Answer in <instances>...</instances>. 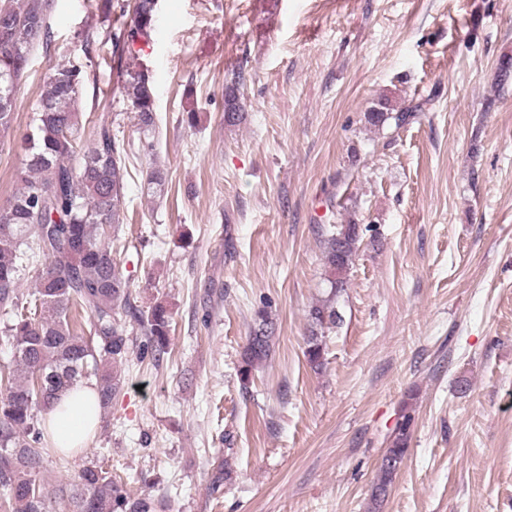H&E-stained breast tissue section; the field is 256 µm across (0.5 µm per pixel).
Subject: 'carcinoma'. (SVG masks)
<instances>
[{
  "mask_svg": "<svg viewBox=\"0 0 512 512\" xmlns=\"http://www.w3.org/2000/svg\"><path fill=\"white\" fill-rule=\"evenodd\" d=\"M52 0H22L0 18V139L13 131L16 93L27 56L49 40L47 13ZM116 4L117 17L127 13ZM112 8V9H114ZM131 23L109 31L117 57V91L134 112L139 151L155 150L158 128L152 80L135 52L151 35L154 0H134ZM112 9L104 11L110 18ZM86 72L70 62L52 64L43 79L37 111L23 137L25 163L18 172L20 188L0 205V339L13 350V362L0 366V509L4 512H50L48 492L39 478L50 456L69 452L50 441L46 420L58 393L79 383H92L102 410L121 389L117 365L126 359L128 338L121 324L130 316L145 341L143 351L158 363L169 353L172 314L163 303L143 310L135 305L130 282L113 255L127 206L126 159L130 149L106 124L97 127L92 145L78 151L87 119L82 112ZM243 72L231 73L224 87V124L242 118L238 94ZM415 114L385 98L365 114L374 127H400ZM167 175L150 166L145 188L152 197L167 192ZM322 237L324 281L328 295L309 310L310 334L305 357L317 370L325 362L324 329L341 321L335 297L347 285L361 237L360 225L331 216ZM41 255L34 290L22 298L18 285L26 254ZM275 324L268 306L254 314L237 375L248 389L252 372L271 351ZM414 423L407 406L388 443L371 492V512L382 503L406 457ZM72 512H154L150 498L132 500L112 473L85 465L75 479Z\"/></svg>",
  "mask_w": 512,
  "mask_h": 512,
  "instance_id": "carcinoma-1",
  "label": "carcinoma"
}]
</instances>
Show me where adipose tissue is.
I'll return each instance as SVG.
<instances>
[{"label": "adipose tissue", "instance_id": "1", "mask_svg": "<svg viewBox=\"0 0 512 512\" xmlns=\"http://www.w3.org/2000/svg\"><path fill=\"white\" fill-rule=\"evenodd\" d=\"M94 390L82 387L63 393L55 401L48 426L52 439L60 448H81L88 441L91 409L88 401Z\"/></svg>", "mask_w": 512, "mask_h": 512}]
</instances>
